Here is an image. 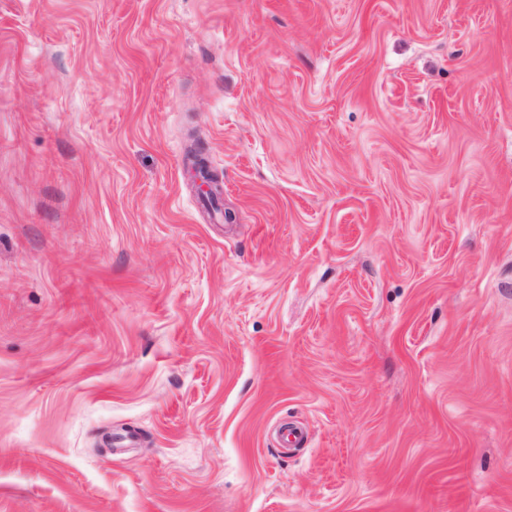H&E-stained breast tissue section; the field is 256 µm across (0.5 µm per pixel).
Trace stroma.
Segmentation results:
<instances>
[{
    "label": "stroma",
    "instance_id": "obj_1",
    "mask_svg": "<svg viewBox=\"0 0 512 512\" xmlns=\"http://www.w3.org/2000/svg\"><path fill=\"white\" fill-rule=\"evenodd\" d=\"M0 512H512V0H0ZM186 172L192 185L202 196L219 191L220 176L210 169L206 158L196 151H190L187 156Z\"/></svg>",
    "mask_w": 512,
    "mask_h": 512
}]
</instances>
